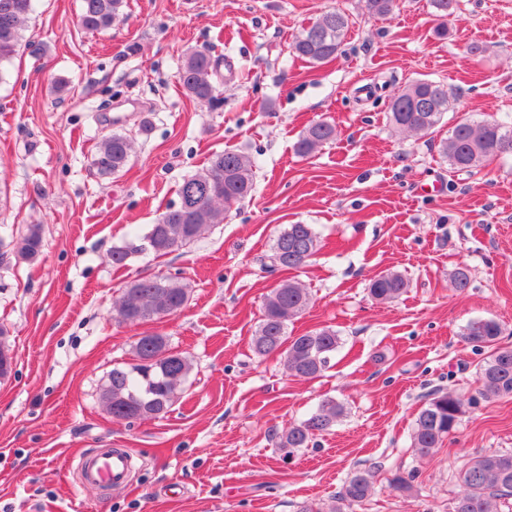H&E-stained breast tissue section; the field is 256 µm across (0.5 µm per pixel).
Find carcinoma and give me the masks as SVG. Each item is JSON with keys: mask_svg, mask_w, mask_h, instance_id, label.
<instances>
[{"mask_svg": "<svg viewBox=\"0 0 512 512\" xmlns=\"http://www.w3.org/2000/svg\"><path fill=\"white\" fill-rule=\"evenodd\" d=\"M434 16L442 19L435 30L441 37L448 29L444 20L459 9L458 0H429ZM125 0H82L79 25L86 32H102L119 19ZM396 0H363V10L374 19L389 16ZM33 8V0H0V65L9 61L21 39V27ZM352 21L341 9L321 12L303 29L292 45L293 53L315 66L336 58ZM218 63L205 50L194 51L181 63L177 79L185 94L199 102H219L215 76ZM456 111L448 87L429 79H418L393 97L389 121L396 131L426 135L434 131L444 115ZM336 138V127L328 121L309 124L295 143V152L308 157ZM131 142L121 134L101 140L94 165L104 174L122 171L129 160ZM440 152L451 169L469 173L482 164L512 153V126L498 121L461 120L448 128ZM257 163L250 154L227 150L213 155L207 165L178 186L179 202L170 206L139 239L114 246L107 260L123 268L135 255L152 252L154 258L171 254L195 241L209 227L224 223L227 215L251 195ZM0 264L11 260L33 261L43 247L42 225L29 224L7 244L0 239ZM319 250V236L311 224H289L274 239L272 262L283 270H295L310 262ZM408 288L407 280L389 271L369 284V294L380 303L397 300ZM190 289L176 276H144L127 282L113 303L112 319L139 324L176 315L189 300ZM311 303V293L302 283L288 279L264 297L262 319L252 338L258 356L280 352L286 373L298 379L321 375L339 348L340 338L330 327L317 328L299 336L288 335V322ZM501 324L493 319L470 322L464 332L468 343L492 348L478 371L485 399L512 396V347L499 344ZM192 371L189 358L169 348L157 333L139 337L132 361L112 368L102 387L101 398L112 419H156L167 414L184 391ZM463 413L462 399L452 391H437L419 412L412 434V448L428 456L457 428ZM344 408L333 399L321 401L302 422L279 436L278 446L288 454L304 448L314 436L331 431L343 417ZM370 471L352 472L336 495L335 503L323 507L310 504L302 512H349L373 493ZM464 487L453 512H499L498 500L512 496V453L484 454L472 458L459 473Z\"/></svg>", "mask_w": 512, "mask_h": 512, "instance_id": "obj_1", "label": "carcinoma"}]
</instances>
